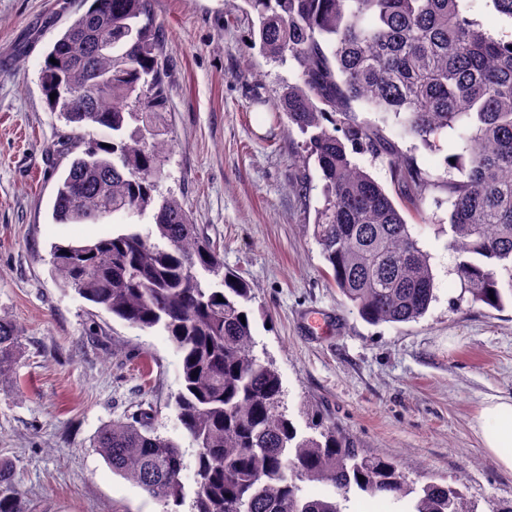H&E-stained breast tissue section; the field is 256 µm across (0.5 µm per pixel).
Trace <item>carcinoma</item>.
<instances>
[{
    "label": "carcinoma",
    "mask_w": 512,
    "mask_h": 512,
    "mask_svg": "<svg viewBox=\"0 0 512 512\" xmlns=\"http://www.w3.org/2000/svg\"><path fill=\"white\" fill-rule=\"evenodd\" d=\"M87 2L47 50L41 83L47 108L74 134H110L88 141L57 184L54 221L149 216L152 229L56 243L50 263L63 287L113 317L167 332L181 359L175 409L194 449L193 490L183 481L185 450L155 433L144 412L102 424L98 454L166 512L186 503L189 512H343L353 489L408 499L410 512H476L455 487H418L395 462L359 456L331 426L298 436L278 369L252 352L251 286L224 269L183 203L158 191L171 143L162 36L149 0ZM245 2L264 53L298 66L297 82L270 110L309 134L306 159L323 181L313 235L359 316L374 325L414 322L435 300V278L412 225L356 154L387 161L409 208L432 191L446 195L464 292L474 304L502 307L512 298V38L487 33L470 14L474 0ZM354 102L393 117L401 136L430 149L448 138L445 164L458 176L419 168L383 127L356 119ZM22 353V328L0 316V384ZM305 482L331 493L309 496ZM0 512H26L4 460Z\"/></svg>",
    "instance_id": "carcinoma-1"
}]
</instances>
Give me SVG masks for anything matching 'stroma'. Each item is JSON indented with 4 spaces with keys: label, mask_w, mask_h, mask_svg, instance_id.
I'll use <instances>...</instances> for the list:
<instances>
[{
    "label": "stroma",
    "mask_w": 512,
    "mask_h": 512,
    "mask_svg": "<svg viewBox=\"0 0 512 512\" xmlns=\"http://www.w3.org/2000/svg\"><path fill=\"white\" fill-rule=\"evenodd\" d=\"M164 37L165 110L174 151L161 193L183 201L226 268L253 287L254 353L281 374L299 436L323 419L361 456H385L417 485L460 488L481 512L512 504V471L484 448L476 418L512 396V304L470 303L448 247V205L429 193L425 224L405 218L430 256L436 299L418 321L373 326L334 286L313 236L322 185L306 137L264 111L298 79L269 60L245 0H150ZM82 0H0V315L23 329L24 353L0 386V459L9 460L28 512H163L96 452L99 426L148 412L149 425L195 464L174 396L180 358L160 327L140 329L63 288L56 243L120 230L57 224L56 185L69 159L67 127L40 84L44 54ZM306 172L310 201L288 188ZM316 316L326 326L306 328Z\"/></svg>",
    "instance_id": "obj_1"
}]
</instances>
